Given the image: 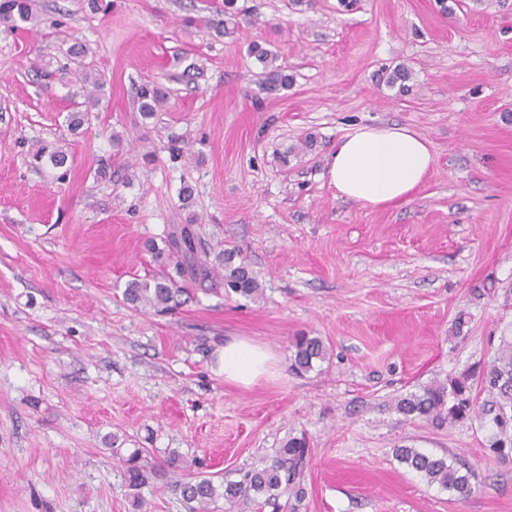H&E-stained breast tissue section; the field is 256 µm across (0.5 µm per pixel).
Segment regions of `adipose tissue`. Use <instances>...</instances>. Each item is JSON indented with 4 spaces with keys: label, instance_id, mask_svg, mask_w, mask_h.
<instances>
[{
    "label": "adipose tissue",
    "instance_id": "ef3b65f1",
    "mask_svg": "<svg viewBox=\"0 0 512 512\" xmlns=\"http://www.w3.org/2000/svg\"><path fill=\"white\" fill-rule=\"evenodd\" d=\"M433 155L421 136L400 125L361 126L341 138L331 154L329 172L339 197L376 207L408 199L423 183ZM273 357L245 341L226 342L224 378L243 387L263 375Z\"/></svg>",
    "mask_w": 512,
    "mask_h": 512
}]
</instances>
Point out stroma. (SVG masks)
Segmentation results:
<instances>
[{
    "instance_id": "stroma-1",
    "label": "stroma",
    "mask_w": 512,
    "mask_h": 512,
    "mask_svg": "<svg viewBox=\"0 0 512 512\" xmlns=\"http://www.w3.org/2000/svg\"><path fill=\"white\" fill-rule=\"evenodd\" d=\"M32 4L36 23L0 21V512H187L175 481L240 480L296 437L309 448L303 497L235 512H512V462L490 459L478 419L394 408L512 336V0H237L221 37L189 20L222 0ZM254 41L291 87L261 90ZM399 64L412 72L403 92L379 80ZM81 72L104 88L74 135ZM144 84L170 90L147 125ZM389 124L428 141L424 183L379 207L337 197L331 150ZM58 140L67 176L29 165ZM186 224L201 260L236 251L261 294L156 260ZM153 276L174 278L173 311L125 301L131 278ZM302 332L329 358L298 374ZM234 338L268 349L272 375L225 381L218 354ZM401 446L464 459L472 496L428 484ZM116 447L147 450L155 472L139 490Z\"/></svg>"
}]
</instances>
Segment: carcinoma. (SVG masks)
<instances>
[{
    "instance_id": "carcinoma-1",
    "label": "carcinoma",
    "mask_w": 512,
    "mask_h": 512,
    "mask_svg": "<svg viewBox=\"0 0 512 512\" xmlns=\"http://www.w3.org/2000/svg\"><path fill=\"white\" fill-rule=\"evenodd\" d=\"M237 14L235 0H224V18H209L205 23L222 35L227 22L235 19ZM0 20L14 24L33 20L31 0H0ZM248 54L262 66V89L272 93L288 86L290 77L284 67L276 64L275 54L257 42L249 45ZM165 98L166 93L159 87H141L137 99L142 119L154 118ZM32 159L37 164L47 161L53 168L62 169L67 164L68 153L62 145L42 144L32 154ZM168 247L170 255L176 258L178 274L188 271L195 277H208L210 270L195 262L197 235L191 226H183L179 234L168 241ZM218 264L224 268V278L233 292L245 297L260 294V285L245 262L234 264V255L226 251L224 257L218 258ZM177 292L171 279L134 278L127 283L124 295L135 307L161 312L170 308ZM293 347L292 367L298 373L311 371L328 355L324 342L317 336H297ZM395 408L409 419L453 423L476 417L489 430V456L501 463L512 461V341L503 342L494 357L482 366L400 397ZM144 453L145 449L136 448L123 459L128 486L135 490L148 479L146 465L142 464ZM307 453L305 441L293 438L273 462L263 461L246 471L242 479L223 483L221 494L214 480L202 475H190L176 481L174 490L179 493L189 512H208L210 505L220 495L224 497L226 512H234L242 499L270 498L294 490L296 475ZM395 455L400 463L428 483L448 490L457 500L465 501L472 495V471L465 464L455 459L450 461L446 455L427 454L406 446L396 449Z\"/></svg>"
}]
</instances>
